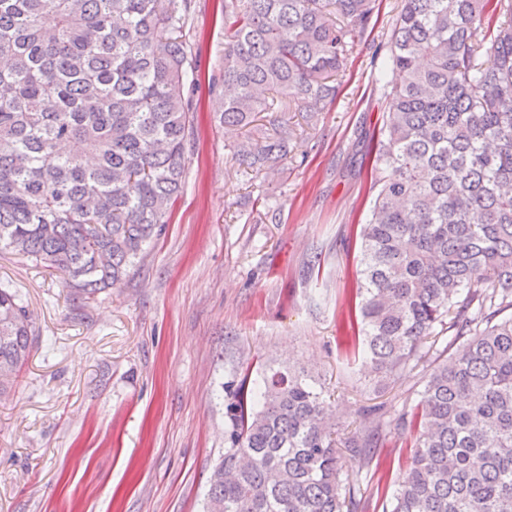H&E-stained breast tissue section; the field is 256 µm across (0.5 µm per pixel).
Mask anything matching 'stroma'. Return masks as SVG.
Here are the masks:
<instances>
[{"label": "stroma", "mask_w": 512, "mask_h": 512, "mask_svg": "<svg viewBox=\"0 0 512 512\" xmlns=\"http://www.w3.org/2000/svg\"><path fill=\"white\" fill-rule=\"evenodd\" d=\"M347 62L325 112L292 113L274 169L236 161L269 113L246 128L215 121L208 82L224 55L222 0H195L198 54L183 193L129 277L86 300L53 271L0 252V282L35 326L29 357L0 393V512H204L228 448V385L270 368L304 370L342 433L363 410L388 424L375 460L343 455L362 512H382L379 479L398 481L414 443L400 425L420 402L443 345L378 381L345 343L359 300V226L371 199L368 153L400 80L377 57L401 0Z\"/></svg>", "instance_id": "1"}]
</instances>
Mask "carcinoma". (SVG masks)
<instances>
[{"instance_id":"obj_1","label":"carcinoma","mask_w":512,"mask_h":512,"mask_svg":"<svg viewBox=\"0 0 512 512\" xmlns=\"http://www.w3.org/2000/svg\"><path fill=\"white\" fill-rule=\"evenodd\" d=\"M377 0H224L219 122L271 129L237 156L286 153L288 112H323ZM194 0H0V251L90 298L127 277L186 183ZM506 20L499 21L500 17ZM386 65L403 82L380 128L358 313L347 327L390 377L452 331L415 411L383 512H512V0H403ZM0 283V388L34 341ZM206 512H357L338 468L366 461L376 410L341 443L296 370L240 378Z\"/></svg>"}]
</instances>
